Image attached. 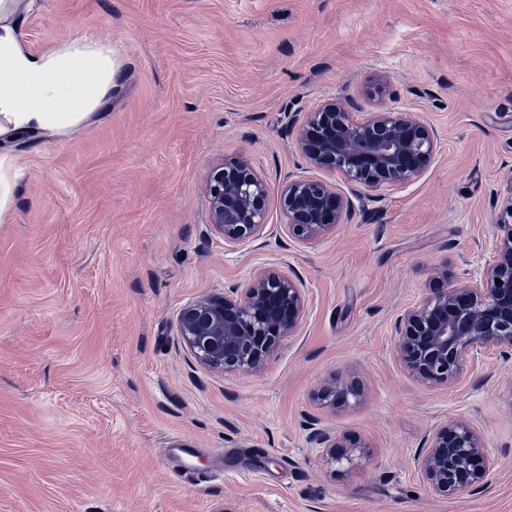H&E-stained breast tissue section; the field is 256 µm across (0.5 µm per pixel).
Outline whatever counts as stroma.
<instances>
[{
	"instance_id": "obj_1",
	"label": "stroma",
	"mask_w": 512,
	"mask_h": 512,
	"mask_svg": "<svg viewBox=\"0 0 512 512\" xmlns=\"http://www.w3.org/2000/svg\"><path fill=\"white\" fill-rule=\"evenodd\" d=\"M19 31L36 52L111 43L118 79L96 120L14 147L0 512H512V356L431 385L392 338L433 267L465 280L490 258L512 173V0H35ZM334 96L416 112L437 151L305 245L279 201L307 168L288 123ZM232 156L270 193L263 235L229 251L203 178ZM265 265L306 288L297 335L261 372L205 369L180 311ZM337 376L361 395L324 407L316 392ZM311 418L347 437L351 463L323 458ZM458 419L497 469L484 491L437 497L413 459ZM177 443L190 455L171 456Z\"/></svg>"
}]
</instances>
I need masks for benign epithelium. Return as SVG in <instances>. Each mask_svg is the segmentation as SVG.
<instances>
[{
  "label": "benign epithelium",
  "instance_id": "obj_1",
  "mask_svg": "<svg viewBox=\"0 0 512 512\" xmlns=\"http://www.w3.org/2000/svg\"><path fill=\"white\" fill-rule=\"evenodd\" d=\"M297 143L311 168L337 176L346 185L308 175L286 182L280 206L288 234L311 245L343 221L367 192L404 185L422 176L437 148L432 127L414 112L384 109L353 112L341 98H329L307 113ZM210 224L237 247L259 238L267 226L266 179L242 157L213 166L204 179ZM512 176L496 213L493 259L480 277L456 278L446 266L433 271L428 293L394 322V350L412 377L429 384L457 383L467 361L492 350L512 355ZM301 280L277 266L258 270L244 283L205 296L179 315L185 347L204 367L257 372L285 337L296 335L307 312ZM354 378L325 383L317 399L328 408L359 397ZM308 421L327 459H349L345 440L332 439ZM430 492L452 497L479 491L496 469L478 428L456 420L434 431L414 458Z\"/></svg>",
  "mask_w": 512,
  "mask_h": 512
}]
</instances>
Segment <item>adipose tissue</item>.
<instances>
[{"mask_svg": "<svg viewBox=\"0 0 512 512\" xmlns=\"http://www.w3.org/2000/svg\"><path fill=\"white\" fill-rule=\"evenodd\" d=\"M28 0H0V223L11 217L16 183L13 143L68 135L96 119L116 86L111 45L84 35L35 52L19 17Z\"/></svg>", "mask_w": 512, "mask_h": 512, "instance_id": "ef3b65f1", "label": "adipose tissue"}]
</instances>
